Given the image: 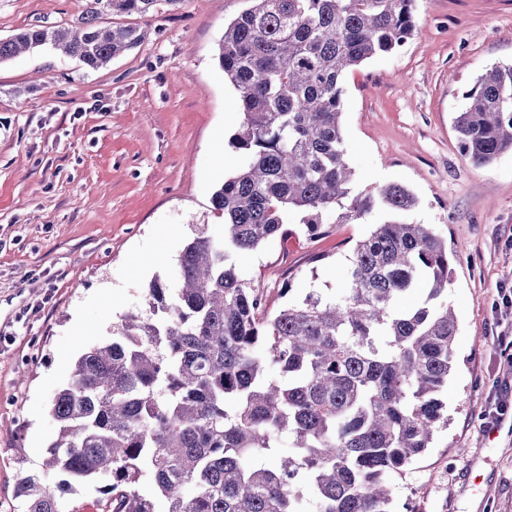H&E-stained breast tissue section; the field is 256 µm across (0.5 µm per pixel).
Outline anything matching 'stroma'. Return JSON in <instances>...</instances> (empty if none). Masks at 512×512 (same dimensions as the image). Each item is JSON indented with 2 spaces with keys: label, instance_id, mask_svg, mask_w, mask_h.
Here are the masks:
<instances>
[{
  "label": "stroma",
  "instance_id": "1",
  "mask_svg": "<svg viewBox=\"0 0 512 512\" xmlns=\"http://www.w3.org/2000/svg\"><path fill=\"white\" fill-rule=\"evenodd\" d=\"M84 0H0V38L33 24L74 27ZM250 0L159 4L140 46L96 71L50 48L0 63V512H26L22 471L43 467L55 393L78 354L144 305L154 276L176 287L195 225L221 234L214 191L241 162L229 145L237 94L218 64L224 26ZM418 29L398 51L344 78L342 128L354 189L398 183L457 259L448 303L459 325L448 426L397 478L412 512H512V350L501 285L512 286V154L476 165L453 117L464 94L512 63V0H417ZM363 224L310 242L270 240L236 263L274 305L344 288Z\"/></svg>",
  "mask_w": 512,
  "mask_h": 512
}]
</instances>
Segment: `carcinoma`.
Instances as JSON below:
<instances>
[{"label":"carcinoma","instance_id":"carcinoma-1","mask_svg":"<svg viewBox=\"0 0 512 512\" xmlns=\"http://www.w3.org/2000/svg\"><path fill=\"white\" fill-rule=\"evenodd\" d=\"M156 2L85 0L74 29L0 38V63L50 45L98 70L146 37L101 15L146 20ZM251 2L219 44L242 114L229 144L244 157L212 196L223 235L195 229L180 286L154 277L144 310L77 358L52 400L43 471L16 484L27 512H65L92 479L104 512H398L394 477L448 426V240L410 220L407 187L354 193L342 135L343 77L414 37L417 0ZM464 99L463 155L512 153V64ZM377 208L391 218L368 223ZM366 223L334 295L290 299L287 281L276 308L234 261L269 238Z\"/></svg>","mask_w":512,"mask_h":512}]
</instances>
